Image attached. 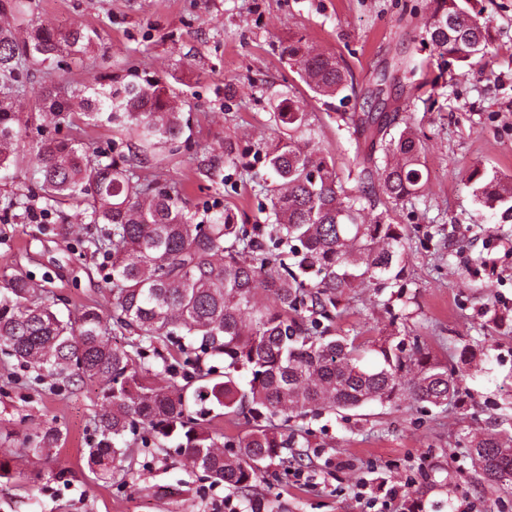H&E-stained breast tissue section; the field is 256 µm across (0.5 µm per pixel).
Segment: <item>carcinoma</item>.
<instances>
[{
  "instance_id": "carcinoma-1",
  "label": "carcinoma",
  "mask_w": 512,
  "mask_h": 512,
  "mask_svg": "<svg viewBox=\"0 0 512 512\" xmlns=\"http://www.w3.org/2000/svg\"><path fill=\"white\" fill-rule=\"evenodd\" d=\"M476 0H431L425 29L443 63L471 66L489 47ZM96 31L41 28L19 41L0 25V180L25 149L22 73L55 60L61 45L87 48ZM303 82L317 96L353 88L334 55L303 38L284 47ZM372 98L340 120L354 137L357 170L342 176L303 98L282 97L270 112L276 136L255 150L271 174L263 186L270 224L247 227L231 210L188 208L178 178L159 185L139 172L141 157L182 140L185 124L161 81L136 76L118 86L105 77L86 90L49 85L32 109L60 120L80 110L88 124L106 120L127 131L133 151L91 150L69 138L40 141L38 191L13 192L0 202L3 217H27L34 202L63 217L83 208L94 232L77 241L79 255L106 259L112 310L85 306L63 318L17 272L0 284V353L35 373L66 383L99 386L103 412L95 428L104 439L87 463L103 476L126 456L114 440L132 435L143 447L174 451L184 465L215 483L249 493L262 469L285 463V448H307L290 429L295 418L354 411L367 403L393 406L404 392L420 412L458 401L459 369L433 362L418 336L388 337L379 362L361 364L357 338L329 336L341 299L367 283L382 292L391 323L403 319L406 228L394 207L419 196L427 179L422 140L399 111H374ZM478 202L512 218V183L476 167ZM272 305L259 303V293ZM132 335L114 347V329ZM166 353H161V350ZM218 360L219 368L210 364ZM231 418L248 431L226 436ZM60 430L25 439L35 453L57 446ZM475 472L487 484L512 486V443L500 432L464 434Z\"/></svg>"
}]
</instances>
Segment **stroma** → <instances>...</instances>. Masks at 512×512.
Segmentation results:
<instances>
[{"label": "stroma", "instance_id": "obj_1", "mask_svg": "<svg viewBox=\"0 0 512 512\" xmlns=\"http://www.w3.org/2000/svg\"><path fill=\"white\" fill-rule=\"evenodd\" d=\"M429 0H32L26 25L61 31L82 25L98 32L86 49L63 50L50 71L32 73L28 99L47 80L80 88L130 73L162 77L187 125V143L166 152V167L178 172L190 208L217 204L237 223L263 224L268 202L260 192L266 168L252 159L248 174L225 163L224 142L256 149L272 135L269 112L278 95L306 97L321 139L340 161L355 146L337 127L336 115L358 111V94L375 88L397 58L407 76L385 85L387 110L402 106L425 144L428 179L413 205L397 209L410 230L406 265L405 322L391 324L383 293L368 286L342 300L335 323L340 335L369 342L364 365L378 361L373 350L391 334L419 336L433 361L455 365L463 375V407L421 415L410 396L395 411L371 403L343 419L325 413L294 420L309 431L301 467L271 465L255 493L268 512H406L412 494L424 512H512V493L484 484L467 448L458 441L473 428L512 433V221L489 217L468 180L473 166L512 176V0H481L492 37L484 57L469 68L439 71L424 20ZM335 53L351 69L356 96L323 102L311 98L296 65L282 52L290 40ZM106 146L115 126L60 123L28 117L26 139L55 134ZM68 238L47 232L49 217L33 213L0 223V279L26 272L39 290L60 298L62 313L86 303L108 306L103 257L71 255L87 227L82 209L65 207ZM510 315L505 325L493 314ZM480 343L475 359L465 345ZM96 385L38 382L32 371L0 358V459L11 466L0 479V512H214L229 501L247 512L248 501L180 457L131 444L124 461L102 479L85 453L100 439L93 419L99 409ZM59 427L57 448L40 456L24 447L47 426ZM399 496H391V489Z\"/></svg>", "mask_w": 512, "mask_h": 512}]
</instances>
